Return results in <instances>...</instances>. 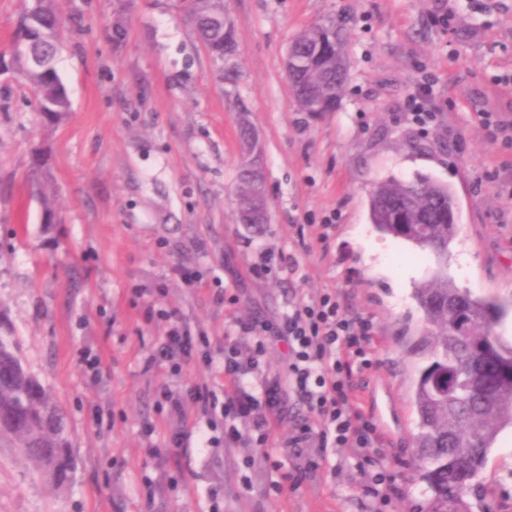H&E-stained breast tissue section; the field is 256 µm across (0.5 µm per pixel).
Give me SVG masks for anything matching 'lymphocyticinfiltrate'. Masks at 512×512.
Returning <instances> with one entry per match:
<instances>
[{"label": "lymphocytic infiltrate", "mask_w": 512, "mask_h": 512, "mask_svg": "<svg viewBox=\"0 0 512 512\" xmlns=\"http://www.w3.org/2000/svg\"><path fill=\"white\" fill-rule=\"evenodd\" d=\"M152 316L165 324V333L157 350V362L172 375H179L185 362H213L205 336L194 333L191 326L163 308H151ZM242 333L253 336L255 348L248 360H241L232 343L221 350L225 386L215 391L201 384L182 392H166L171 412L180 414L186 404H193L206 415L208 430L191 438L182 434L172 447L186 448L198 443L202 448H219L224 443V424L228 419L247 416L252 420L255 441L266 446L278 428L283 414L281 388L289 386L310 414L296 424L287 445L294 451L314 448L318 451L345 448L368 462L361 473L365 496L379 506L401 498L402 489L388 467L373 457L380 435L377 425L365 417L351 401L355 375L372 365V322L347 314L334 293L324 292L305 303L294 305L277 323L250 320L240 323ZM287 342L288 363L285 379L268 378L262 358L269 338ZM257 379L259 395L239 386L241 376Z\"/></svg>", "instance_id": "lymphocytic-infiltrate-1"}]
</instances>
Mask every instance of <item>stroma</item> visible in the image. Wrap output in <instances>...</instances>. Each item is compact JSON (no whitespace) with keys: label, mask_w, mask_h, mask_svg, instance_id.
<instances>
[{"label":"stroma","mask_w":512,"mask_h":512,"mask_svg":"<svg viewBox=\"0 0 512 512\" xmlns=\"http://www.w3.org/2000/svg\"><path fill=\"white\" fill-rule=\"evenodd\" d=\"M190 0H58L57 68L70 114L45 125L30 87L0 77V334L64 410L75 471L56 491L0 441V512H374L359 485L360 460L344 448L312 470V452L287 449L304 406L267 450L250 421L220 448H174V435L206 429L187 406L169 416L163 388L224 383L221 360L192 361L179 376L150 363L164 334L153 303L208 336L248 348L237 321H278L323 292L374 324L373 365L359 373L354 405L379 425L376 457L403 489L393 512H430L413 459L418 361L407 338L421 324L414 289L433 255L379 233L368 193L387 176L447 184L458 206L448 274L474 296L503 304L512 341V146L481 122H512V0H224L236 44L235 81L222 79L193 37ZM126 18L122 40L112 17ZM449 18L442 27L441 18ZM335 20L347 30L348 84L331 112H305L285 68L302 29ZM434 117L409 107L421 84ZM249 122L270 220L241 223L235 195ZM47 160L33 167L34 154ZM52 203L53 223L44 205ZM335 217L326 242L304 224ZM264 251L292 255L295 272L251 268ZM198 270L201 285L176 278ZM164 285L160 297L138 288ZM237 299L217 301L219 290ZM100 357L99 373L85 361ZM153 434H145V426ZM160 448L148 457L147 446ZM304 473L300 486L273 484ZM218 501H211V491ZM462 512H512V427L489 450Z\"/></svg>","instance_id":"1"}]
</instances>
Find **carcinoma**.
<instances>
[{
  "label": "carcinoma",
  "mask_w": 512,
  "mask_h": 512,
  "mask_svg": "<svg viewBox=\"0 0 512 512\" xmlns=\"http://www.w3.org/2000/svg\"><path fill=\"white\" fill-rule=\"evenodd\" d=\"M24 2L9 53L0 54V76L25 81L35 93L37 111L49 122L58 121L71 103L56 68L61 49L56 0ZM223 14L224 0H193V33L231 81L234 52L224 39ZM346 43L343 24L335 21L308 27L292 42L299 57L293 91L303 111L325 103V111L334 109L347 80ZM237 195L242 208L255 201V186L244 169ZM454 204L450 187L422 177L379 181L369 199L371 222L380 232L429 251L441 264L432 280L415 289L424 326L409 345L420 361L413 443L433 494L432 512H456L460 481L467 476L475 481L497 435L512 425V341L496 331L505 310L448 278V248L458 225L446 223L443 214ZM460 301L467 304L464 338L453 335L454 305ZM0 414L7 418L0 437L63 487L75 464L63 409L26 371L11 337L2 335Z\"/></svg>",
  "instance_id": "1"
}]
</instances>
